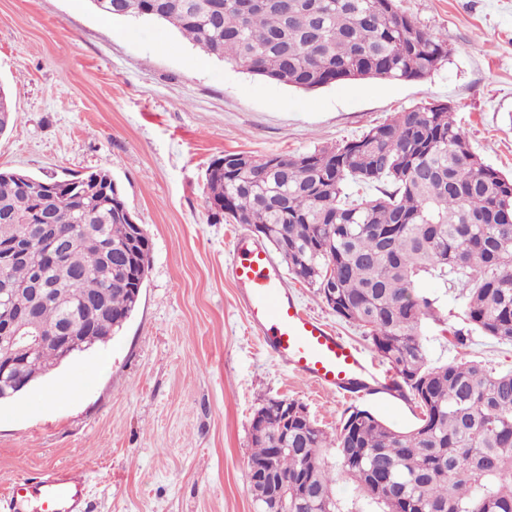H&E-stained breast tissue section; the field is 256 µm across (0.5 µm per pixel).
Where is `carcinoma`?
<instances>
[{"mask_svg":"<svg viewBox=\"0 0 512 512\" xmlns=\"http://www.w3.org/2000/svg\"><path fill=\"white\" fill-rule=\"evenodd\" d=\"M92 0L107 16L155 18L201 51L301 90L364 79L419 80L448 59L447 41L424 31L396 0ZM18 120L0 86V134ZM0 171V255L25 224L57 217L66 261L31 244L28 260L0 266L8 304L34 308L43 331L90 310L93 346L119 333L138 305L150 265L134 240L112 175L60 180L49 195ZM211 215L245 224L316 288L340 319L395 370L393 387L417 410L409 429L357 407L328 434L299 401L272 398L253 416L246 480L257 512H350L341 476L378 512H512V370L480 361L434 364L423 331L435 301L417 289L433 276L461 289L468 329L512 342V178L476 154L449 106L395 113L359 137L310 153L228 152L206 172ZM60 364L53 346L28 357L34 379Z\"/></svg>","mask_w":512,"mask_h":512,"instance_id":"cac0c4a2","label":"carcinoma"}]
</instances>
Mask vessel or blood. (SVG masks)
<instances>
[{"label": "vessel or blood", "mask_w": 512, "mask_h": 512, "mask_svg": "<svg viewBox=\"0 0 512 512\" xmlns=\"http://www.w3.org/2000/svg\"><path fill=\"white\" fill-rule=\"evenodd\" d=\"M230 273L242 290L248 319L263 346L319 392L334 393L379 376L375 364L327 324L309 315L288 292L279 265L260 245L237 238ZM28 480L7 488L10 512H27ZM43 512H83L85 485L71 473H48L37 483Z\"/></svg>", "instance_id": "obj_1"}]
</instances>
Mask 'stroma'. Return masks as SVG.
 Here are the masks:
<instances>
[{
  "label": "stroma",
  "mask_w": 512,
  "mask_h": 512,
  "mask_svg": "<svg viewBox=\"0 0 512 512\" xmlns=\"http://www.w3.org/2000/svg\"><path fill=\"white\" fill-rule=\"evenodd\" d=\"M451 55L414 81L302 91L203 53L166 23L107 18L91 0H0V86L19 114L0 134V170L43 179L105 169L151 241L139 304L108 344L78 354L0 404V494L16 476L79 472L84 512H254L245 478L254 412L303 403L328 433L345 410L415 422L386 394H317L250 331L229 266L240 224L210 216L205 174L227 152L298 154L360 136L396 112L450 104L474 150L512 175V0H397ZM286 287L312 315L372 353L361 329L307 283ZM438 320L436 363L512 370V344L470 335L456 289L424 277ZM73 377L74 399L42 393Z\"/></svg>",
  "instance_id": "1"
}]
</instances>
